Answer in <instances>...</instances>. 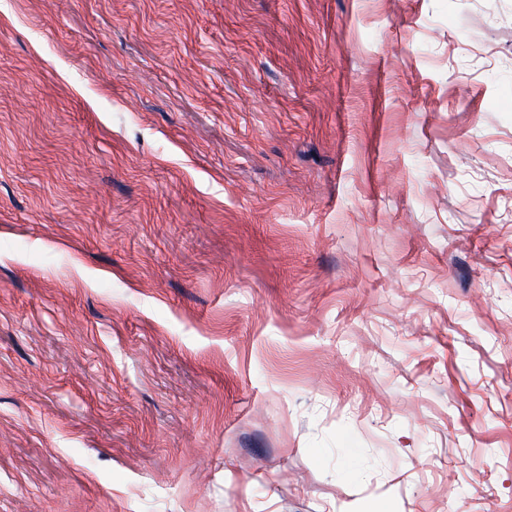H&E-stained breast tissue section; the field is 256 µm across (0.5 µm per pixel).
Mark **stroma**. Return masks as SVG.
Returning a JSON list of instances; mask_svg holds the SVG:
<instances>
[{
  "label": "stroma",
  "instance_id": "1",
  "mask_svg": "<svg viewBox=\"0 0 512 512\" xmlns=\"http://www.w3.org/2000/svg\"><path fill=\"white\" fill-rule=\"evenodd\" d=\"M0 512H512V0H0Z\"/></svg>",
  "mask_w": 512,
  "mask_h": 512
}]
</instances>
